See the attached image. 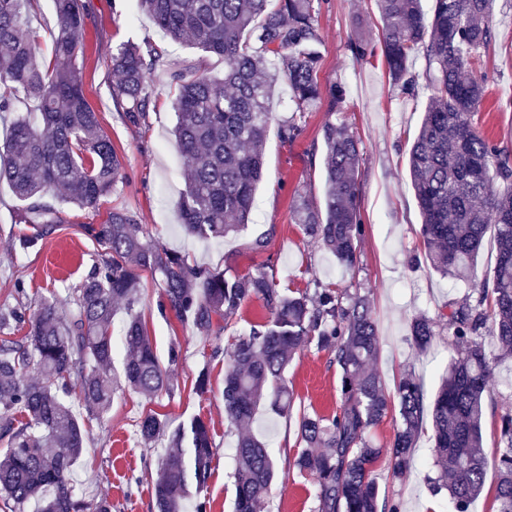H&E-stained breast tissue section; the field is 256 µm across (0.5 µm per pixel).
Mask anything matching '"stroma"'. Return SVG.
<instances>
[{
    "mask_svg": "<svg viewBox=\"0 0 512 512\" xmlns=\"http://www.w3.org/2000/svg\"><path fill=\"white\" fill-rule=\"evenodd\" d=\"M87 14L85 47L78 56L84 89L97 112L102 131L111 140L126 175L98 208L64 207L63 222L37 246L21 248L22 227L15 222L18 202L8 183H0V303L13 299V285L23 280L32 300L50 295L66 297L87 274L98 245L85 225L103 222L109 211L124 209L140 219L149 236L167 250L184 255L190 264L246 274L265 270L274 274L280 288L306 289L314 284L337 293L361 292L368 296L380 337V359L375 366L386 389L415 375L427 398H434L454 351L447 333H440L426 351H418L409 323L414 316L434 317L448 311L449 302L464 295L459 282L442 277L426 261H414L421 241V217L410 184L408 152L418 132L429 96L420 88L410 98L393 87L382 55L356 58L349 47L356 38L378 39L380 19L374 0H315L323 39L318 72L321 88L342 84L345 109L333 114L327 104L300 118L303 132L286 142L279 130L294 118L290 91L278 81L270 103L271 123L265 140L264 175L256 190L257 208L248 226L222 240H201L187 235L178 222V205L185 188L186 166L172 130L176 122L172 72L191 70L212 77L224 74L221 57L183 43L160 41L138 0H82ZM490 25L493 44L474 64L486 75L483 107L475 125L492 141L512 152V0H493ZM159 43L162 55L149 80L152 104L144 125L128 126L112 98L116 77L110 69L113 50L123 43ZM343 123L360 141V192L364 234L357 262L347 268L324 248L306 238L292 219L291 204L301 197L322 205L324 175L321 129L328 119ZM264 238L263 248L250 244ZM139 305L142 321L157 357L175 385L173 393L146 401L130 389L117 388L112 405L87 424L85 448L74 471V481L92 500L107 499L112 512H153L152 480L165 441L143 444L138 423L146 409L165 414L177 424L194 416L211 426L216 452L211 477L200 495L209 512H232L235 446L242 433L263 440L276 464V476L260 512H316L312 477L293 469L291 460L299 446L300 413L329 416L341 405L339 369L330 354L307 344L288 365L286 380L294 393L293 417L271 411L258 414L247 425L235 426L224 418L223 358L212 357L214 345L228 337L247 335L254 324L268 317L260 302L246 304L222 327L202 333L191 321L174 313H160L161 290L154 276L140 275ZM181 356L170 363L171 345ZM211 370V388L205 395L191 392V381L202 366ZM496 382L485 398L483 436L487 460L486 483L472 512H497L495 475L501 418L512 413V364L502 363ZM432 426L424 424L411 468L392 478L386 461H379L373 476L379 491L399 504L400 512H448V498L433 494Z\"/></svg>",
    "mask_w": 512,
    "mask_h": 512,
    "instance_id": "1",
    "label": "stroma"
}]
</instances>
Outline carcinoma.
I'll list each match as a JSON object with an SVG mask.
<instances>
[{
  "instance_id": "obj_1",
  "label": "carcinoma",
  "mask_w": 512,
  "mask_h": 512,
  "mask_svg": "<svg viewBox=\"0 0 512 512\" xmlns=\"http://www.w3.org/2000/svg\"><path fill=\"white\" fill-rule=\"evenodd\" d=\"M314 0H140L163 37L188 40L224 58V77L172 75L177 86L173 134L188 164L179 207L185 232L222 239L249 224L263 176L268 102L280 77L291 91L294 111L307 112L320 97L322 44ZM493 0H375L381 20L378 43L351 45L363 59L381 50L389 79L402 94L418 87L415 55L429 65L431 94L409 149L411 185L421 216L424 255L443 277L469 282L474 264L492 235L495 270L491 280L448 304V363L431 404L411 376L388 393L369 369L378 359L377 323L368 297L315 284L313 291H284L264 271L228 277L202 269L185 256L147 238L139 218L114 210L100 224H86L101 254L66 298L43 297L0 306V505L25 512H111L105 500L89 503L70 482L85 445V420L112 402V317L127 313L122 342L125 385L148 399L171 385L136 311V271L148 270L161 288V309L192 318L208 333L214 325L258 300L267 320L230 345L224 355V418L247 423L266 403L289 416L293 396L285 373L295 351L314 341L330 353L341 374L342 403L331 418L303 413L292 466L316 483L317 512H399L380 500L373 466L384 456L396 478L407 471L425 411H431L437 475L432 491H447L451 512H469L486 479L483 401L495 368L512 357V155L478 131L472 117L486 96L484 80L472 73L474 60L489 48ZM56 28L50 52L36 53V31L21 0H0V181L20 202L18 223L30 232L20 244L33 247L54 232L61 216L56 203L95 209L125 180L112 142L101 132L77 66L86 31L80 0H53ZM160 47L121 44L112 53L118 75L112 96L125 123H145L151 104L149 76ZM35 103L37 121L15 114L19 98ZM329 111L342 112L346 90H328ZM324 205H295L296 223L312 242L345 267L357 260L363 236L359 189V141L328 121L323 127ZM440 320L418 315L410 337L425 350ZM491 335L500 353L486 350ZM35 370L40 379L31 381ZM77 391L85 415L70 400ZM397 410L399 428L391 444L378 448L367 432ZM145 443L168 438L171 451L158 463L153 484L157 512H185L189 487L202 489L210 477L214 441L209 424L194 417L170 429L153 410L140 419ZM497 512H512V414L500 425ZM275 476L263 441L238 437L234 512H259Z\"/></svg>"
}]
</instances>
